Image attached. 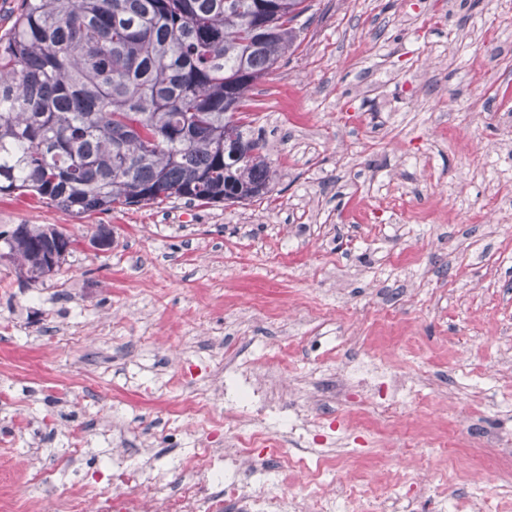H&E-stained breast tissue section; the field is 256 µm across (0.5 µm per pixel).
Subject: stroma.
Instances as JSON below:
<instances>
[{"mask_svg": "<svg viewBox=\"0 0 512 512\" xmlns=\"http://www.w3.org/2000/svg\"><path fill=\"white\" fill-rule=\"evenodd\" d=\"M298 48L258 81L249 110L276 175L233 206L171 199L82 218L29 196L0 197V232L109 226L111 249L81 244L58 272L20 282L0 260V501L37 500L36 458L83 445L190 456L167 436L182 398L227 409L225 369L261 359L292 385L263 418L281 451L354 456L386 480L409 457L395 435L365 438L370 403L328 396L340 355L381 356L419 394L412 432L448 434L464 470L433 467L436 497L409 481L418 512L493 474L512 435V0H308ZM287 88L297 119L273 99Z\"/></svg>", "mask_w": 512, "mask_h": 512, "instance_id": "1", "label": "stroma"}]
</instances>
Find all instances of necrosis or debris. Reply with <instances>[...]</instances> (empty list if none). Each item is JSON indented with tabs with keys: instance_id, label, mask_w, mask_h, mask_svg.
<instances>
[{
	"instance_id": "obj_1",
	"label": "necrosis or debris",
	"mask_w": 512,
	"mask_h": 512,
	"mask_svg": "<svg viewBox=\"0 0 512 512\" xmlns=\"http://www.w3.org/2000/svg\"><path fill=\"white\" fill-rule=\"evenodd\" d=\"M239 378L236 402L247 410V417L225 431L223 449H197L184 461L176 480L135 471L130 482L111 484L121 454L112 448L97 482L69 478L61 465H41L29 472L31 487L44 489L56 512H411L398 485H349L340 477L341 465L329 456L317 457L312 466L302 459L283 458L284 469L306 470L307 481L297 493L272 490L262 479L266 461L260 451L277 448L278 439L260 418L280 406L281 399L251 371L240 372ZM402 389L397 375L383 376L366 357L338 365L331 387L337 396L361 391L374 406L378 427L393 429L399 425Z\"/></svg>"
}]
</instances>
